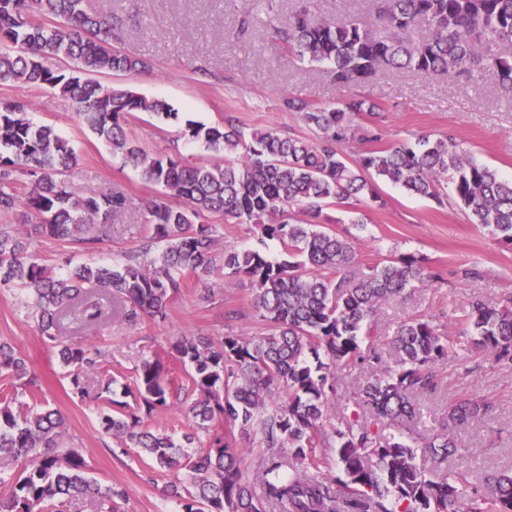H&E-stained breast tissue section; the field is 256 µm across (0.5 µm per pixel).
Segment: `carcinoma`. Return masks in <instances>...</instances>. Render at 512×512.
Instances as JSON below:
<instances>
[{"label":"carcinoma","instance_id":"obj_1","mask_svg":"<svg viewBox=\"0 0 512 512\" xmlns=\"http://www.w3.org/2000/svg\"><path fill=\"white\" fill-rule=\"evenodd\" d=\"M385 34L360 23L321 19L307 0L291 17L266 11V24L285 44L287 57L330 67L336 84L361 85L382 71L409 69L420 76L472 77L490 72L512 96V0H377ZM426 28L428 36L410 33ZM63 56L68 70L40 59ZM149 69L139 57L112 46V24L90 14L84 0H0V83L50 89L77 104L79 120L114 157L132 165L169 201L144 208L149 226L141 250L112 265L82 262L57 271L43 264L38 237L90 250L124 215L121 192L70 190L62 173L78 162L69 142L52 127L36 125L28 104L0 101V215L31 225L27 232L0 226V285L18 286L42 336L73 367L71 385L82 398L102 402V430L128 448H140L154 467L173 476L169 497L180 512H512V470L469 487L467 476L448 474L457 451L453 428L483 422L494 411L486 400L465 399L448 423L424 437L431 467L417 462V439L405 423L421 421L415 402L443 385L440 365L449 355L482 354L512 372V293L469 306L466 334L445 336L435 317L399 324L390 341L394 364L375 346L376 315L386 301L429 288L442 274L412 253H389L365 269L356 243L297 214L317 218L329 206L383 204L378 183L467 211L498 241L512 245V178L478 161L450 133L417 141L386 142L381 105L355 95L313 107L288 98L316 133L313 140L284 136L274 127L244 131L233 120L207 125L183 117L167 102L128 88L104 86L92 75ZM181 123L184 136L206 155L184 161L149 153L128 138L131 113ZM360 144L349 157L344 147ZM233 154L220 162L212 155ZM256 224L254 245L224 251L229 277H246L254 310L265 324L259 336L191 332L169 342L167 354L187 368L175 384L161 360L136 366L134 403L107 396L112 381L92 385L105 372L104 352L69 342L68 323L87 330L116 317L135 323L164 320L190 276L209 275L215 261V226L204 214ZM279 255L270 252V245ZM368 373L353 403L363 417L330 416L334 370ZM0 512H69L88 500L93 512H117L123 493L87 476L82 451L66 438L64 419L40 405L41 389L25 359L0 339ZM28 395L31 401H21ZM192 421L182 443L143 427L171 399ZM262 449L253 474L242 467L234 431ZM336 455L346 480L321 473Z\"/></svg>","mask_w":512,"mask_h":512}]
</instances>
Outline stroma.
<instances>
[{"label":"stroma","mask_w":512,"mask_h":512,"mask_svg":"<svg viewBox=\"0 0 512 512\" xmlns=\"http://www.w3.org/2000/svg\"><path fill=\"white\" fill-rule=\"evenodd\" d=\"M310 3L319 17L353 20L373 30L379 27L376 0ZM85 5L115 23L116 49L152 65L148 71L105 73L100 82L163 99L192 120L216 124L229 117L246 130L275 127L311 139L314 131L299 113L283 108V98L319 106L355 93L354 88L336 86L318 68L288 62L261 16L247 15L244 0H86ZM362 92L385 105L389 141L450 131L480 160L512 175V97L501 92L492 75L480 72L466 81L403 71L378 76ZM0 99L31 102V120L53 127L69 140L78 162L63 177L75 194L91 188L120 191L129 201L130 209L114 225L111 238L96 244L93 251L35 239L43 263L60 269L71 257L109 265L139 249L148 234L143 208L148 199H164L162 188L146 183L131 166L112 157L78 120L71 99L13 82L0 84ZM126 131L150 153L192 160L203 152L184 137L181 126L147 114L128 115ZM382 194L385 206L367 209L369 222L362 226L350 223L346 209H324L330 230L360 239L358 262L363 266L374 265L391 250L413 252L441 270L445 280L416 290L406 300L382 304L378 347H388L399 323L422 315L436 316L444 335L459 336L473 299L496 301L512 291V248L472 224L461 208L438 206L390 184L383 185ZM470 266L479 268L478 278L461 277V270ZM253 297L247 279L225 285L224 265L219 262L205 280H190L171 301L165 320L146 317L134 325L116 320L91 335L73 332L71 339L105 352L112 377L130 386L136 365L164 357L169 340L177 336L261 335L264 326L254 311ZM0 338L11 341L22 354L51 408L63 415L66 434L82 449L91 478L101 487L123 491L119 512H176L175 501L166 493L168 475L152 468L140 449L120 446L105 434L97 419V402L73 394L67 367L29 317L25 293L19 288L0 287ZM442 371L441 390L423 401L426 418L442 419L463 399H486L496 406L492 421L457 428L462 450L448 462L449 467L467 471L472 483L483 484L487 475L512 467V374L486 360L470 372L465 360L454 355Z\"/></svg>","instance_id":"35a3bbf8"}]
</instances>
